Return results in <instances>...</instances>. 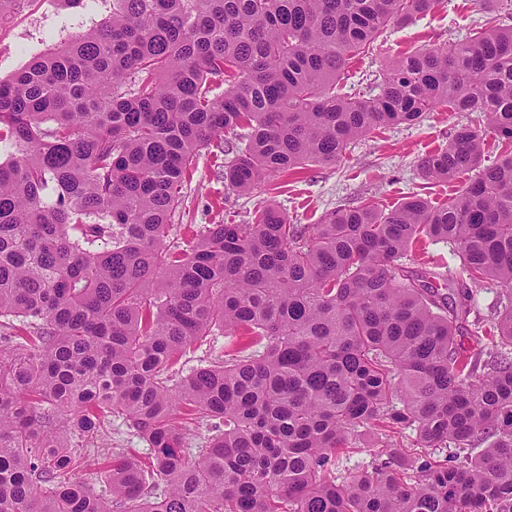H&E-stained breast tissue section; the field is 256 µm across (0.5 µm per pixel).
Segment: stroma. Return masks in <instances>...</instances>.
<instances>
[{
  "label": "stroma",
  "mask_w": 512,
  "mask_h": 512,
  "mask_svg": "<svg viewBox=\"0 0 512 512\" xmlns=\"http://www.w3.org/2000/svg\"><path fill=\"white\" fill-rule=\"evenodd\" d=\"M112 12L111 0H29L8 23L0 25V79L12 77L38 53L64 45L71 36L97 28ZM512 25V0H440L430 13L404 25L388 27L373 50L349 60L337 82L338 93L371 97L379 94L384 72L404 51L424 45L446 46L468 41L486 17ZM479 131L485 160L494 162L498 150L485 117L479 112H451L441 107L413 125L375 130L351 143L333 164H310L295 174H283L259 184L251 193L225 189L224 156L217 149L199 153L183 189V212L175 216L169 239L182 243L199 224H243L265 200H274L294 224H318L329 212L371 199L390 207L420 194L436 205L447 202L464 184L453 178L425 180L419 163L445 148L458 125Z\"/></svg>",
  "instance_id": "stroma-1"
}]
</instances>
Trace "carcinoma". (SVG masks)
Listing matches in <instances>:
<instances>
[{
	"mask_svg": "<svg viewBox=\"0 0 512 512\" xmlns=\"http://www.w3.org/2000/svg\"><path fill=\"white\" fill-rule=\"evenodd\" d=\"M436 3L112 0L0 79V318L24 328L0 335V512H512V26L401 53L374 97L336 93L352 57ZM440 106L484 113L502 146L486 165L459 125L422 158L428 180L470 175L448 203L320 224L269 203L167 243L201 150L248 193ZM423 237L454 245L461 278L403 262ZM490 281L503 299L473 359L457 337L487 336L469 317ZM217 331L244 342L177 375ZM180 410L211 426L194 454ZM113 416L148 459L100 455L108 494L66 480ZM371 428L387 458L337 477Z\"/></svg>",
	"mask_w": 512,
	"mask_h": 512,
	"instance_id": "obj_1",
	"label": "carcinoma"
}]
</instances>
